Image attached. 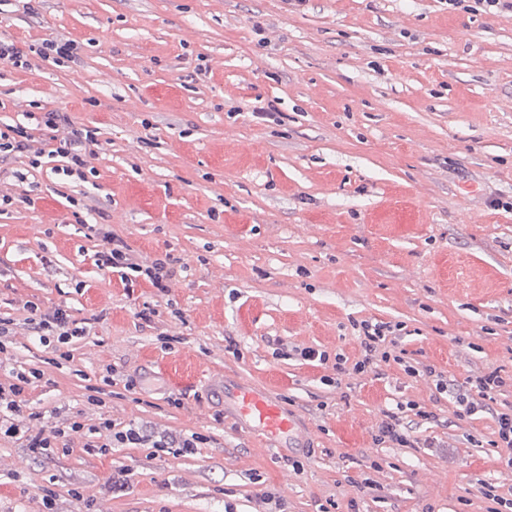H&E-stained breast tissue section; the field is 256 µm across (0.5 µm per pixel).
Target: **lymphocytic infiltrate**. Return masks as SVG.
<instances>
[{
    "label": "lymphocytic infiltrate",
    "instance_id": "obj_1",
    "mask_svg": "<svg viewBox=\"0 0 512 512\" xmlns=\"http://www.w3.org/2000/svg\"><path fill=\"white\" fill-rule=\"evenodd\" d=\"M39 57L57 65L70 63L77 58L75 40L67 37L45 39L39 46H18L14 41L0 39V64L16 68H27L32 57ZM42 125L47 133L45 145L32 149L31 136L24 123L8 124L0 128V156L8 154L26 155L32 167H41L44 158L61 159L63 174L84 178L92 171L94 147L98 143L95 130L78 125L60 112L51 110L42 117ZM96 234L102 238V249L98 253L97 265L101 270L121 274L133 273L149 282L160 292H167L177 270L171 259L140 261L130 247L112 232L96 227ZM26 310L34 325L35 339L40 346L50 349L60 359H71L69 346L74 340L88 336L87 327L79 325L68 309L59 307L53 312H41L34 303H26ZM400 324L361 321L358 325V340L362 349L361 357L355 363H347L344 357H337L334 368L337 379L376 372L382 365L394 362L403 365L410 376H423L430 379L436 391L448 395L456 406L459 417L475 414L483 401L494 399L506 387H512V375L502 376L499 371L473 372L466 376L463 393H456L443 372L431 364L413 365L405 360L402 347ZM10 383H0V433L9 437L22 435L20 426L25 405L24 394L32 380L40 378L41 370H10ZM101 427L112 429L111 445L115 448H137L150 446L158 450L171 448L191 449L197 447L200 438L190 435L179 439L166 435L157 437L146 433L142 428L130 424L121 430H113L109 419H101Z\"/></svg>",
    "mask_w": 512,
    "mask_h": 512
}]
</instances>
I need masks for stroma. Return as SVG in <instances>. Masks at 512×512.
Returning <instances> with one entry per match:
<instances>
[{
  "label": "stroma",
  "mask_w": 512,
  "mask_h": 512,
  "mask_svg": "<svg viewBox=\"0 0 512 512\" xmlns=\"http://www.w3.org/2000/svg\"><path fill=\"white\" fill-rule=\"evenodd\" d=\"M0 34L79 46L66 66L0 65V124L56 110L105 144L87 180L16 156L23 180L0 184L15 199L0 213V365L44 373L26 392L31 432L60 406L84 425L42 454L0 438V512H42L49 490L57 512H266L269 497L284 512H487L481 481L512 495L491 445L511 388L461 420L400 365L337 384L331 365L275 352L280 338L353 362L357 323L376 319L456 382L512 374V18L445 0H0ZM270 103L279 120L256 118ZM73 198L140 259L187 271L165 294L102 271ZM28 301L88 323L73 362L35 343ZM108 365L137 386L98 407L88 388ZM227 379L286 406L302 447L243 424ZM407 401L435 415H404L425 446L375 445ZM103 417L205 441L86 450L110 441L87 432Z\"/></svg>",
  "instance_id": "1"
}]
</instances>
